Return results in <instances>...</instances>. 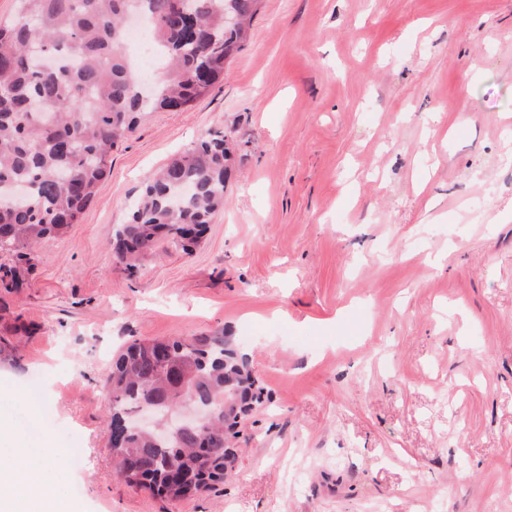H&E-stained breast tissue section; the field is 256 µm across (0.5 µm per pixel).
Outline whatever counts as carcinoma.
<instances>
[{
  "mask_svg": "<svg viewBox=\"0 0 512 512\" xmlns=\"http://www.w3.org/2000/svg\"><path fill=\"white\" fill-rule=\"evenodd\" d=\"M0 23V253L31 261L29 250L79 221L107 173L112 150L135 129L138 115L187 109L224 75L244 49L261 0H18ZM139 13L167 60L149 100L122 48L127 15ZM226 135L211 134L146 177L128 221L113 231L117 260L131 274L165 238L188 251L224 207L229 174ZM5 289L22 284L15 265L0 264ZM0 356L19 364L12 341ZM136 341L112 364L108 426L146 404L180 399L172 374L187 377L197 401L214 409L211 423L163 440L130 432L112 448L117 475L166 501L189 499L230 475L224 432L252 406L271 402L253 376L248 354L224 332L169 342Z\"/></svg>",
  "mask_w": 512,
  "mask_h": 512,
  "instance_id": "cac0c4a2",
  "label": "carcinoma"
}]
</instances>
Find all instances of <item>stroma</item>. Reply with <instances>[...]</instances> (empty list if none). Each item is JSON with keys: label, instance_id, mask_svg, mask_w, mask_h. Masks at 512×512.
Segmentation results:
<instances>
[{"label": "stroma", "instance_id": "35a3bbf8", "mask_svg": "<svg viewBox=\"0 0 512 512\" xmlns=\"http://www.w3.org/2000/svg\"><path fill=\"white\" fill-rule=\"evenodd\" d=\"M211 133L225 207L191 253L112 249L144 177ZM512 0H262L183 112L145 114L77 224L33 250L0 331L39 387L74 512H512ZM228 330L273 395L237 472L171 503L128 487L107 379L136 340Z\"/></svg>", "mask_w": 512, "mask_h": 512}]
</instances>
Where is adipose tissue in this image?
Listing matches in <instances>:
<instances>
[{
    "label": "adipose tissue",
    "instance_id": "1",
    "mask_svg": "<svg viewBox=\"0 0 512 512\" xmlns=\"http://www.w3.org/2000/svg\"><path fill=\"white\" fill-rule=\"evenodd\" d=\"M0 443L9 448L0 456V512H67L60 497L46 491L45 470L56 464L57 449L46 448L41 465H32L22 438L2 421Z\"/></svg>",
    "mask_w": 512,
    "mask_h": 512
}]
</instances>
